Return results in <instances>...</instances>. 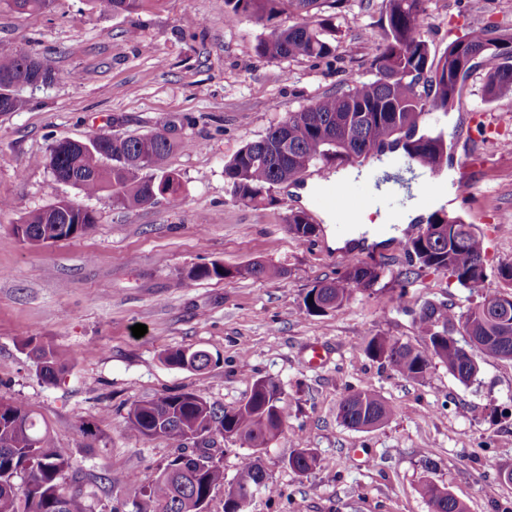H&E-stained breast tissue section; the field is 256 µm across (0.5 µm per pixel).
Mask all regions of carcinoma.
Wrapping results in <instances>:
<instances>
[{"label":"carcinoma","mask_w":512,"mask_h":512,"mask_svg":"<svg viewBox=\"0 0 512 512\" xmlns=\"http://www.w3.org/2000/svg\"><path fill=\"white\" fill-rule=\"evenodd\" d=\"M53 0H11L19 12L41 11ZM90 9L120 15L148 11L160 0H86ZM428 0H385L384 36L371 46V78L355 82L348 90L323 94L270 127L256 141L242 146L224 163V178L233 197L259 206L273 201L276 185L297 182L312 166L335 160L351 162L385 149L400 147L416 164L432 171L448 160L444 131L420 130L423 116L441 110L448 112L461 101L466 82L476 71L483 75V101L491 104L512 94V32L479 28L448 44L439 57L431 54L423 30ZM320 0H225V19L241 18L271 22L285 6L306 13L303 22L286 29L272 28L256 44L259 56L269 60L324 58L336 50L335 25L329 19L315 18L311 11ZM0 75L15 84L3 103L15 112L22 106L17 89L26 85L29 74L15 52L0 50ZM288 138V148L282 139ZM174 141L151 132L111 140L95 132L78 144L57 141L42 159L60 181L77 187L84 195L112 189V203L134 208L163 197L180 201L181 183L167 166ZM70 215L64 223V215ZM30 239L76 238L96 223L93 212L70 200L30 212L23 220ZM288 230L300 238L316 235L302 211H289ZM443 225L429 233L427 245L422 236L413 238L409 251L422 267L448 271L457 283L473 290L482 288L488 278L482 236L473 225L458 217H441ZM285 273L275 264L253 263L234 270L213 262L192 268L187 279L253 277L273 280ZM381 269L364 262L349 263L331 280L319 281L307 290L317 293V301L330 307L342 306L353 291L372 288ZM417 328L424 347L416 348L392 336L375 334L365 342L366 353L387 362L401 375L419 379L436 364L448 369L459 382L467 384L479 373L462 353L461 347L440 337L452 334L455 325H464L481 357L512 360V317L500 320L482 301L464 312L444 305L420 309ZM23 345L31 348L40 378L54 384L67 368V359L54 346L36 336ZM163 361L177 368L202 370L211 358L203 350H168ZM281 389L275 382L252 391L248 401L235 408L209 403L193 392L162 395L133 404L125 417V429L144 439L163 438L176 448L188 443L207 445L214 439L241 437L249 448H266L283 430L286 417L281 407ZM394 408L379 395L360 390L348 394L338 407L341 423L361 429L384 423ZM290 468L312 471L321 466L309 448L295 451ZM71 461L54 447L50 431L27 407L0 396V512H90L80 486L70 483ZM224 485V466L207 452H183L159 469L155 479L140 490L145 497L144 512H201L205 496ZM232 485L244 489L272 485L258 459L242 461ZM429 512H469L466 502L441 495L437 485L423 480L418 486Z\"/></svg>","instance_id":"carcinoma-1"}]
</instances>
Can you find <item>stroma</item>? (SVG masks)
<instances>
[{"label":"stroma","mask_w":512,"mask_h":512,"mask_svg":"<svg viewBox=\"0 0 512 512\" xmlns=\"http://www.w3.org/2000/svg\"><path fill=\"white\" fill-rule=\"evenodd\" d=\"M424 30L443 54L469 25L512 27V0H428ZM224 0H161L135 14L92 11L85 0H53L50 9L15 12L0 0V48L50 62L53 83L18 91L19 111L0 114V396L33 409L76 470L91 512H136L140 488L178 454L163 439L124 428L136 401L193 392L232 408L257 380L276 382L286 423L270 447L253 452L217 440L210 452L232 481L255 455L274 487L249 512H429L417 486L427 479L465 500L470 512H512V484L497 466L512 467V360L483 358L477 378L462 384L434 365L423 379L401 376L369 357L363 339L382 334L413 346L414 319L428 302L463 311L485 292L505 291L495 273L512 264V96L484 105L479 80L439 125L448 164L415 167L422 199L438 185L448 198L439 216L459 217L485 238L490 274L484 289L460 287L447 271L413 263L407 249L429 222L386 223L385 209L367 219L380 242L338 228L317 196L341 165L318 164L300 183L274 187L273 202L254 207L233 198L224 163L245 143L321 94L347 90L369 76V43L384 33L383 0H348L342 13L322 4L339 28L335 52L322 59L272 61L255 46L267 30L249 18L224 22ZM170 128L178 146L168 164L182 184L179 204L158 200L120 209L111 191L85 197L55 179L41 159L60 139L94 132L138 135ZM466 196H459L460 188ZM68 198L92 210L93 227L55 243H28L14 232L31 211ZM306 212L318 233L288 230V209ZM353 261L382 275L341 307L306 312L316 282ZM211 262L237 268L273 262L275 280L234 277L184 281ZM147 332L134 337L131 328ZM36 336L71 356L72 368L48 384L24 337ZM321 345L325 361L308 363ZM202 349L204 370L165 364L170 349ZM380 395L395 408L385 423L356 430L337 411L350 391ZM90 424L80 433L78 421ZM300 448L322 465L301 476L288 466ZM112 473L113 483L100 481ZM134 476L135 485L121 483Z\"/></svg>","instance_id":"1"}]
</instances>
